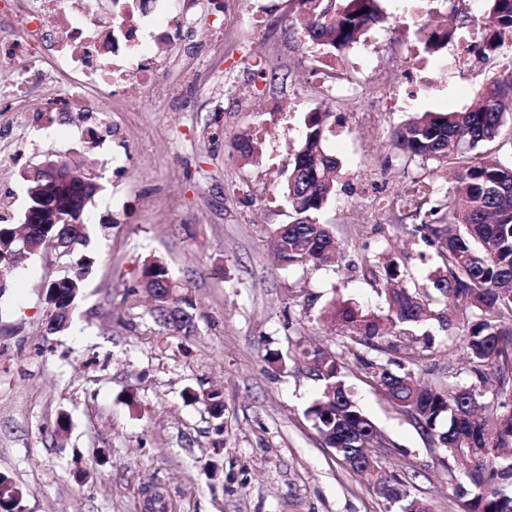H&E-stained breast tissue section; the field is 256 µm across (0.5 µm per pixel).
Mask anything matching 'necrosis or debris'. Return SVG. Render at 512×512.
Masks as SVG:
<instances>
[{
	"mask_svg": "<svg viewBox=\"0 0 512 512\" xmlns=\"http://www.w3.org/2000/svg\"><path fill=\"white\" fill-rule=\"evenodd\" d=\"M25 28L0 38V104H16L43 93L48 111L94 112L88 89L107 85L121 92L129 86H155L158 70L147 58L166 43L168 31L145 32L149 12L168 15L171 0H124L117 13H105L101 0H27ZM55 39L44 46L45 30Z\"/></svg>",
	"mask_w": 512,
	"mask_h": 512,
	"instance_id": "4bbe7bcc",
	"label": "necrosis or debris"
}]
</instances>
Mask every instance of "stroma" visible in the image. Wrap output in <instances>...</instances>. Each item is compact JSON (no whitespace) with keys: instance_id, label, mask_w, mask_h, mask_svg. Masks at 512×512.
<instances>
[{"instance_id":"obj_1","label":"stroma","mask_w":512,"mask_h":512,"mask_svg":"<svg viewBox=\"0 0 512 512\" xmlns=\"http://www.w3.org/2000/svg\"><path fill=\"white\" fill-rule=\"evenodd\" d=\"M259 4L256 34L248 5L227 15L213 0H190L193 22L159 55L157 86L116 98L100 88L112 100L103 126L72 112H0V130L25 148L0 161V214L13 223L28 205L26 168L66 157L100 175L93 222L76 248L92 265L70 326L48 329L42 287L60 274L52 248L0 296V473L22 488L25 512H145L156 492L165 512H386L308 416L320 384L293 358L300 343L339 356L388 442L373 451L378 467L407 480L432 512H460L461 477L446 451L387 401L364 364H403L426 384L451 372L469 383L464 329L428 321L421 331L434 346L413 357L392 334L367 347L325 311L335 300L384 309L386 256L403 286L426 283L437 249L395 223L388 200L410 183L421 197L447 200L454 165L405 162L390 133L420 112L471 109L512 57L461 54L453 40L437 56L424 53L421 22L444 25L453 8L482 17L481 0H437L408 22L404 0H380L387 20L370 31L372 66L346 72L358 94L332 99L296 0ZM414 64L434 86L410 108L375 111ZM315 110L329 114L323 145L339 161L321 220L340 251L331 264L287 266L272 237L291 216L280 182ZM279 119L276 142L242 160L236 136ZM154 257L192 294L191 332L150 314L139 282ZM273 352L282 364L268 362ZM212 389L224 401L218 420L199 399Z\"/></svg>"}]
</instances>
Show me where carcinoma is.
Returning <instances> with one entry per match:
<instances>
[{
  "instance_id": "obj_1",
  "label": "carcinoma",
  "mask_w": 512,
  "mask_h": 512,
  "mask_svg": "<svg viewBox=\"0 0 512 512\" xmlns=\"http://www.w3.org/2000/svg\"><path fill=\"white\" fill-rule=\"evenodd\" d=\"M308 39L330 52L354 43L360 33L383 21L378 0H299ZM470 21L462 12L433 29L424 48L434 53L453 36L456 26ZM483 51L512 50V0H486L482 18ZM512 112V73L492 78L481 100L468 112H423L391 132L394 148L406 159L457 164L450 201L426 207L420 198L398 195L408 210L409 233L436 244L441 265L424 288L394 284L401 276L390 261L381 268L388 288L385 314L365 313L346 303H334L328 314L370 347L392 330L407 338L413 351H427L431 336L412 334V328L435 316L448 329L457 313H434L433 299L462 306L466 315V348L471 383L460 385L448 373V386H420L408 372L395 373L385 365L368 363V375L385 397L427 435L438 438L448 453L449 466L463 473L470 487L461 486L462 512H512V152L484 153L479 147L498 141ZM327 113L309 112L304 119L302 145L288 164L284 195L293 220L276 229L277 258L286 264L324 263L336 254V241L318 215L334 192L338 161L322 147ZM235 148L243 160L258 148L246 132L237 135ZM34 244L45 234H66L67 224L28 225ZM88 266L71 263L69 282L53 280L44 292L66 286L83 288ZM141 288L152 298V311L165 325L191 331L192 299L170 276L160 259L144 264ZM300 356L323 382L321 397L309 409L328 447L367 488L388 504H406L411 512H430L429 505L409 496L408 482L394 475L376 477L363 448H383L386 441L374 423L353 401L345 382L343 363L336 353L308 351Z\"/></svg>"
}]
</instances>
